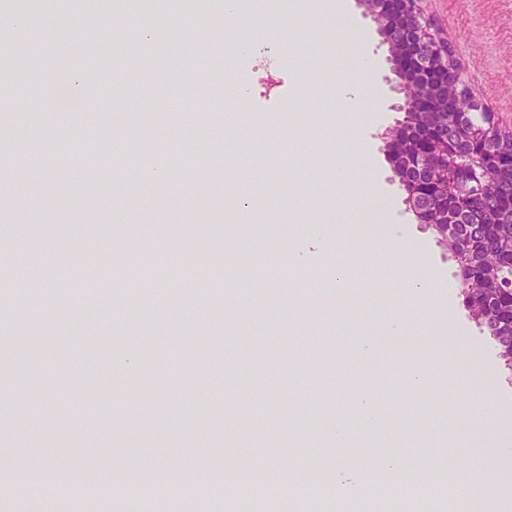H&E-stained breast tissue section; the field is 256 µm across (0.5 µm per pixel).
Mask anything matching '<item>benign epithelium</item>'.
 Segmentation results:
<instances>
[{
    "label": "benign epithelium",
    "mask_w": 512,
    "mask_h": 512,
    "mask_svg": "<svg viewBox=\"0 0 512 512\" xmlns=\"http://www.w3.org/2000/svg\"><path fill=\"white\" fill-rule=\"evenodd\" d=\"M383 39L394 48L393 74L404 93L400 110L405 120L390 141L394 168L405 172L401 183L405 202L421 224L432 226L454 253L462 275L460 286L470 312L480 328L496 339L503 356L512 359V239L498 251L497 259L481 258L485 236L498 234L497 225H482L483 234H461L459 220L469 198L484 181L487 167L512 176V153L494 147L474 156L466 168L448 166L459 152V140L444 131L454 123L470 139L481 138L483 127L469 124L458 111L448 87L462 80L441 41L424 19L418 0H374Z\"/></svg>",
    "instance_id": "obj_1"
}]
</instances>
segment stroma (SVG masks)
<instances>
[{
	"label": "stroma",
	"instance_id": "stroma-1",
	"mask_svg": "<svg viewBox=\"0 0 512 512\" xmlns=\"http://www.w3.org/2000/svg\"><path fill=\"white\" fill-rule=\"evenodd\" d=\"M353 25L316 16L284 31L265 17L245 50L236 40L252 16L230 28L171 13V40L100 10L57 0L52 12L18 15L0 0L11 29L42 34L41 68L0 99V339L13 356L0 362V423L14 433L0 465L30 474L64 472L94 461L100 480L165 468L208 478L228 468L277 467L294 476L297 458L330 474L336 495L359 494L384 463L422 461L454 474L462 460L500 452L491 423L512 426V364L464 304L453 255L408 210L387 156L388 133L403 96L386 83L391 55L364 0H348ZM448 43L473 94L487 103L502 134H512V0H421ZM365 44L352 41L354 29ZM145 46L141 75L86 54L93 80L76 76L71 48ZM375 64L385 109L364 126L339 99L340 77H359L357 57ZM194 127L185 137V127ZM40 137L43 150L22 153ZM94 140L66 155L73 138ZM306 140L305 160L283 159L280 141ZM140 166L124 171L121 159ZM368 162L386 212L364 238L338 236L352 205L336 185L339 165ZM251 200L249 218L229 223L230 196ZM306 212L293 214L298 198ZM323 244L314 249L311 238ZM146 248L173 264L226 268L223 288L201 283L189 304L142 287L139 320L127 321L126 266L96 305L62 298L57 284L38 298L24 289L36 268H69L92 255ZM354 288L378 289L386 308L340 303L327 293L336 263ZM428 270L442 288L408 299L398 274ZM283 302H272V294ZM451 334H444V327ZM494 397L495 413L479 401ZM380 413L361 430L362 407Z\"/></svg>",
	"mask_w": 512,
	"mask_h": 512
}]
</instances>
